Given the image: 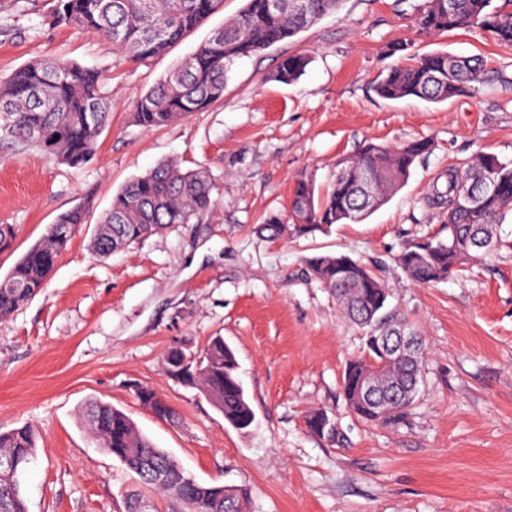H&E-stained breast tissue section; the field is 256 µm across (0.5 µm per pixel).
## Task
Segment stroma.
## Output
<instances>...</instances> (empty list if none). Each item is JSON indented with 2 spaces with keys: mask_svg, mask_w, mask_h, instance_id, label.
Here are the masks:
<instances>
[{
  "mask_svg": "<svg viewBox=\"0 0 512 512\" xmlns=\"http://www.w3.org/2000/svg\"><path fill=\"white\" fill-rule=\"evenodd\" d=\"M421 2L342 0L309 30L237 61L208 110L146 129L135 102L244 0H224L166 53L139 62L56 22L55 0H0V80L63 56L102 71L112 97L82 168L0 143V224L16 231L0 279L60 214L85 209L46 287L0 321V429L28 425L37 436L28 512H125L134 479L80 418L92 398L125 411L196 480L247 488L244 512H512V243L430 285L394 262L413 243L446 238L441 209L425 197L448 167L481 152L512 159V49L479 30L419 35ZM401 40L421 53L484 56L489 78L474 97L382 99L372 83L393 63L387 45ZM296 54L310 59L305 73L273 81ZM424 138L432 153L363 222L278 240L256 233L269 214L288 215L301 175L322 189L364 143ZM167 161L207 173L211 208L100 257L91 241L113 196ZM336 253L379 265L392 306L425 340L421 394L398 424L362 421L345 406L343 370L362 354L364 333L305 272L308 258ZM213 336L236 354L256 416L248 431L165 371L174 343L196 350ZM140 386L176 420L142 406ZM315 411L327 413L332 435L309 430ZM139 402L150 409V411L159 419L173 421L176 417L172 407L162 399L153 389L149 387H139L136 392Z\"/></svg>",
  "mask_w": 512,
  "mask_h": 512,
  "instance_id": "1",
  "label": "stroma"
}]
</instances>
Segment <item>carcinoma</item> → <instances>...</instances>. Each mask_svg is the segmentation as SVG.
Here are the masks:
<instances>
[{"mask_svg": "<svg viewBox=\"0 0 512 512\" xmlns=\"http://www.w3.org/2000/svg\"><path fill=\"white\" fill-rule=\"evenodd\" d=\"M56 20L77 30L102 35L113 48L132 60L159 56L217 12L223 0H57ZM341 0H246L224 27L170 71L135 103V121L143 128L167 126L220 101L228 72L239 59L256 55L312 27ZM417 30L440 36L456 29H480L501 45L512 47V0L498 6L494 0H424L415 14ZM411 44L397 42L388 55L404 59L382 70L375 93L387 100L418 98L431 103L461 95H475L483 84L484 63L475 56L446 50L409 52ZM310 60L303 55L284 58L273 74L280 83L298 79ZM111 102L101 72L73 60L57 57L28 63L8 80L0 81V140H12L43 151L49 158L81 168L96 153L97 139L108 122ZM431 150L427 139L401 145L367 143L340 160L328 186L316 191L312 179L296 180L288 220L270 215L258 231L278 238L288 231L299 236L324 231L335 224L364 221L404 186L413 167ZM497 191L479 192L486 181ZM478 193L468 209L457 206L466 191ZM447 208L448 237L416 244L397 256L406 277L418 284L441 282L459 266L484 257L479 248L485 237L497 242L508 214H512V160L482 153L471 162L445 173L444 188L433 185L428 198ZM213 204L208 175L164 162L126 184L113 198L93 238V248L106 257L132 243L159 233L169 224H185ZM84 208L61 214L43 237L0 280V320L24 306L44 288L58 256L74 231L84 224ZM307 272L329 290L345 317L365 330L364 355L345 367L341 387L348 408L369 422L394 423L406 414L419 392L424 353L392 359L373 346L374 339L408 324L389 308L385 282L367 265L344 254H318L307 260ZM200 364H186L176 354L165 356L172 379L199 390L239 431L255 421L254 411L237 375L234 351L221 336L212 337L198 351ZM376 372L387 384L374 402L366 400L360 385ZM139 402L159 419L172 421L175 412L154 390L139 387ZM80 416L99 448L133 472L141 485L161 493L176 512H242L247 490L224 484L185 481V474L168 453L142 433L123 410L90 400ZM36 449L29 426L0 430V460L12 468L0 470V512H28L22 478Z\"/></svg>", "mask_w": 512, "mask_h": 512, "instance_id": "1", "label": "carcinoma"}]
</instances>
